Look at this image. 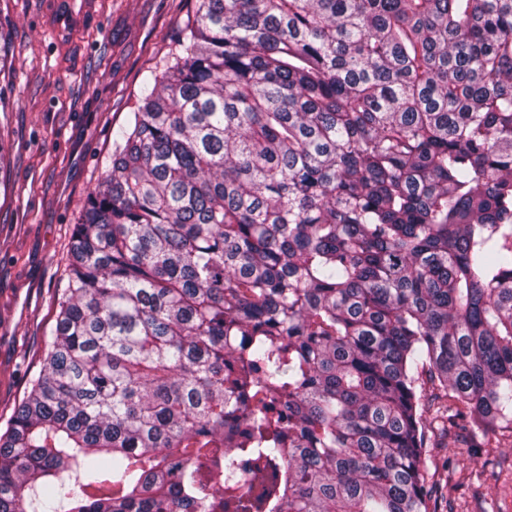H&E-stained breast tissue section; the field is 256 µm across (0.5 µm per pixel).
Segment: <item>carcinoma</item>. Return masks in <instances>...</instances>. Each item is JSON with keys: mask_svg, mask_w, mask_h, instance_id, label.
Listing matches in <instances>:
<instances>
[{"mask_svg": "<svg viewBox=\"0 0 512 512\" xmlns=\"http://www.w3.org/2000/svg\"><path fill=\"white\" fill-rule=\"evenodd\" d=\"M68 253L0 512H456L430 449L512 443V0H196Z\"/></svg>", "mask_w": 512, "mask_h": 512, "instance_id": "cac0c4a2", "label": "carcinoma"}]
</instances>
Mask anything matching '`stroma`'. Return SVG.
I'll return each instance as SVG.
<instances>
[{
	"label": "stroma",
	"instance_id": "stroma-1",
	"mask_svg": "<svg viewBox=\"0 0 512 512\" xmlns=\"http://www.w3.org/2000/svg\"><path fill=\"white\" fill-rule=\"evenodd\" d=\"M196 0H0V40L16 58L0 75V431L42 367L55 296L65 285L74 217L98 184L112 131L127 119ZM496 468L431 466L461 512L495 501L512 512V447Z\"/></svg>",
	"mask_w": 512,
	"mask_h": 512
}]
</instances>
